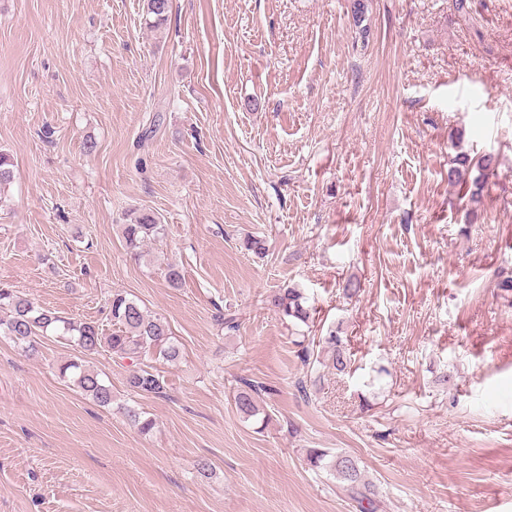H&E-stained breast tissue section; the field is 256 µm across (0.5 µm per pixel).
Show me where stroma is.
I'll list each match as a JSON object with an SVG mask.
<instances>
[{"label":"stroma","mask_w":512,"mask_h":512,"mask_svg":"<svg viewBox=\"0 0 512 512\" xmlns=\"http://www.w3.org/2000/svg\"><path fill=\"white\" fill-rule=\"evenodd\" d=\"M365 2L364 40L352 0H172L157 30L142 0H0V285L107 331L125 292L181 353L0 337V512H360L311 448L357 458L374 512H512V0ZM461 150L498 162L473 224ZM140 210L166 234L136 260ZM286 286L309 325L270 305ZM336 328L351 369L311 381L295 340ZM144 365L163 396L128 388ZM165 225L151 211L140 212L131 217L130 224H124L123 237L127 248L134 257H139V249L147 240L160 238L164 235ZM60 373L63 377L72 376L74 384L98 404H112V388L103 381L97 370L87 368L77 361H68L61 365ZM261 392H266L263 385L257 382L243 381V386L237 389L234 403L237 411L243 417L249 419L259 414L258 400Z\"/></svg>","instance_id":"stroma-1"}]
</instances>
